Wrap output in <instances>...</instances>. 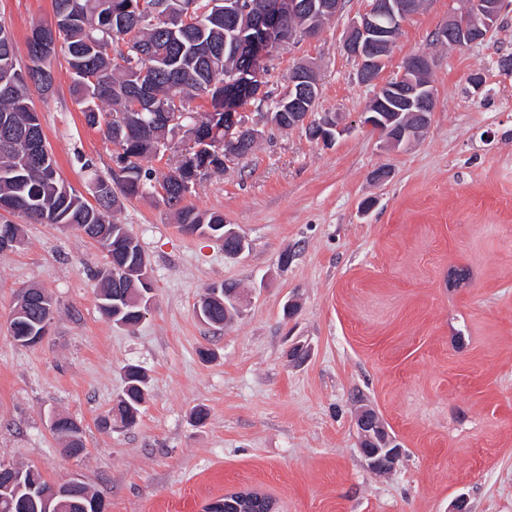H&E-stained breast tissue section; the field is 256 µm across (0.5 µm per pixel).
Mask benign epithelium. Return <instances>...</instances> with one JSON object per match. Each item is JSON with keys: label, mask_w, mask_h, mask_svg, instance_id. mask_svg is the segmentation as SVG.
I'll use <instances>...</instances> for the list:
<instances>
[{"label": "benign epithelium", "mask_w": 512, "mask_h": 512, "mask_svg": "<svg viewBox=\"0 0 512 512\" xmlns=\"http://www.w3.org/2000/svg\"><path fill=\"white\" fill-rule=\"evenodd\" d=\"M510 5L512 0H466L464 11L450 16L440 32L451 36L455 44L460 46L479 44L492 32L500 14ZM412 9L413 5L409 0H373L369 8L349 24L342 42L343 51L359 62L357 75L361 83L375 84L378 93L393 98L394 105L386 103L382 109L373 104L368 105L360 112L359 119L360 125L380 132L385 145L393 149L409 146L417 137L400 128L390 136L383 127L384 122H395L401 107L414 104L417 106L414 114L418 125L424 129L429 124L436 97L434 84L428 80L429 60L423 54L408 59L398 77L381 80L383 66L396 40L401 19L411 15ZM258 17L256 27L260 29L265 26L278 30L283 28L284 14L278 6L267 8ZM271 51L272 47L267 44L253 47L258 64L250 70L253 80L249 82V86L255 90L257 98L264 91V68ZM318 89L320 85L315 71L310 68L294 70L289 79L288 96L281 99V104L288 108V112L267 113L269 124L276 128L286 121L293 128L304 129L313 140L327 146L333 144L336 135L345 132L347 127L332 112L323 113L316 123H311V109L306 106V100L315 95ZM147 107L148 104L144 101L136 100L133 103V112L124 115V118L144 122L149 119H165L167 124H175L177 130H183L181 123L188 117V113L148 114L145 112ZM244 135L257 139L262 136V132L246 126L240 113H225L224 145L227 146ZM213 170L215 167L212 165L197 164L190 149L185 150L177 163V173H187L193 181ZM355 425L358 447L368 469L375 473L393 471L402 456V448L378 414L370 407H362L355 416Z\"/></svg>", "instance_id": "obj_1"}]
</instances>
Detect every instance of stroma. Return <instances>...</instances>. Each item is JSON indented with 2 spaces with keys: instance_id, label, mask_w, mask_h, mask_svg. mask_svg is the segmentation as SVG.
<instances>
[{
  "instance_id": "obj_1",
  "label": "stroma",
  "mask_w": 512,
  "mask_h": 512,
  "mask_svg": "<svg viewBox=\"0 0 512 512\" xmlns=\"http://www.w3.org/2000/svg\"><path fill=\"white\" fill-rule=\"evenodd\" d=\"M368 5L344 0L318 38L274 52L268 101L240 107L262 139L187 195L235 227L242 255L181 231L159 193L119 197L112 217L138 239L154 288L137 326L101 315L105 253L81 231L27 223L22 245L0 253V460L37 466L53 484L83 482L106 512H203L239 491L270 496L274 512H449L461 495L471 512H512V72L499 66L512 56V9L463 49L433 41L462 0H425L404 20L382 77L423 52L436 88L429 127L408 148L385 150L379 132L357 125L330 146L268 127L305 61L320 80L314 115L354 122L374 89L341 43ZM51 19V0H0L19 60L33 25ZM50 66L54 93L33 104L59 174L84 194L117 149L86 125L64 56ZM381 166L391 177L378 183ZM461 266L470 278L457 286L449 274ZM224 281L243 298L215 327L195 306ZM34 285L56 312L49 336L25 348L8 327L18 292ZM296 344L308 352L300 362L288 356ZM129 365L146 375L137 421L102 429ZM362 404L403 449L390 474L371 472L358 451ZM55 414L81 423L82 457L53 435Z\"/></svg>"
}]
</instances>
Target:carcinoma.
<instances>
[{"instance_id":"1","label":"carcinoma","mask_w":512,"mask_h":512,"mask_svg":"<svg viewBox=\"0 0 512 512\" xmlns=\"http://www.w3.org/2000/svg\"><path fill=\"white\" fill-rule=\"evenodd\" d=\"M139 0H52L53 20L58 26L57 42L73 78L72 92L86 124L105 125L107 137L120 114L129 111L131 100L149 91L154 111L174 108L187 111L186 103L205 97L211 110L186 120L184 137L196 145L201 135L224 124V113L234 111L236 100L248 95L244 78L252 64L250 52L236 54L224 44L236 38L240 23L224 8L209 7L211 0H155L163 5L157 16L138 11ZM299 10L287 13L286 23L302 29L316 20L315 0H298ZM194 5L198 23L182 28L181 15ZM42 25L33 27L28 37L29 63L16 58L12 34L0 27V212L20 215L39 224L71 226L99 243L107 252L108 265L101 275V313L113 324L131 328L140 321L141 305L131 288L127 271L146 260L138 240L124 224L112 219L116 196L112 179L97 177L90 183L94 202L67 185L50 155L35 149L45 141L38 112L31 103V90L44 93L51 85L49 57L56 50L38 44ZM173 127L159 123L131 126L122 131L119 157L127 160L118 186L127 197L145 192L152 172L142 162L158 155ZM166 203L179 208L181 224L196 225L219 236L224 234V215L181 206L190 191L191 180L167 178ZM218 298L200 304L202 321L222 325L237 314L229 299H239L233 284L209 289ZM51 297L34 298L15 304L9 333L23 347L38 345L44 320L51 315ZM145 390V374L136 365L125 368V386L108 416L126 426L136 423ZM61 440H73L76 450L86 451L82 427L76 420L52 430ZM49 483L35 467L15 473L12 484L0 491V512H45L43 501L32 488ZM64 495L56 499L58 512H104L102 500L84 484L59 485ZM267 497L226 495L205 508V512H268Z\"/></svg>"}]
</instances>
